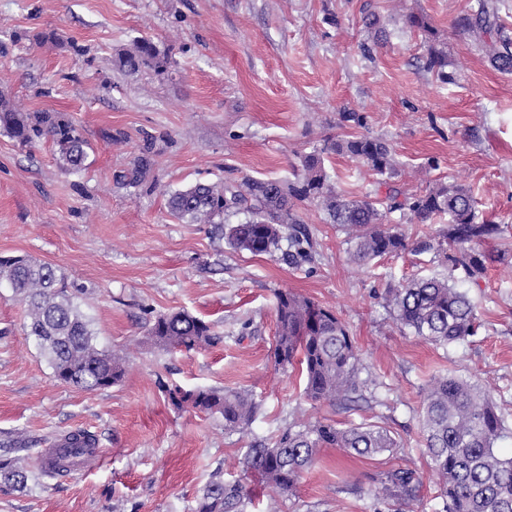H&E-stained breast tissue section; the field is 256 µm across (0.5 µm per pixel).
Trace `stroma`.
Wrapping results in <instances>:
<instances>
[{
    "label": "stroma",
    "instance_id": "obj_1",
    "mask_svg": "<svg viewBox=\"0 0 512 512\" xmlns=\"http://www.w3.org/2000/svg\"><path fill=\"white\" fill-rule=\"evenodd\" d=\"M476 0H0V96L23 112L67 113L91 147L69 171L51 142L19 145L0 132V256L58 267L85 291L81 307L100 347L127 357L122 380L87 393L58 382L24 328L25 307L0 286V446L24 438V490L0 488V512H193L214 471L240 480L253 512H398L374 479L408 468L421 480L417 512H444L420 432L422 392L441 373L469 378L493 401L512 456V263L478 282L458 278L478 309L477 335L435 346L400 329L386 288L446 275L436 251L349 262L345 230L311 203L299 214L316 241L313 263L237 252L211 224L174 218L170 193L198 182L293 179L303 155L341 136L343 108L366 115L401 164L392 183L469 186L500 224L491 249L512 251V73L494 70L454 27ZM380 22L371 26L365 11ZM440 36L453 83L424 67L427 45L408 16ZM56 30L61 42L40 40ZM146 37L171 55L167 72L119 69ZM373 49L365 58L363 46ZM142 184L120 177L141 154ZM435 162L428 177L418 169ZM324 167L351 199L375 194L378 175L328 154ZM287 290L334 311L361 354L367 385L351 408L303 397L298 369L274 365L275 294ZM186 310L221 342L165 351L147 342L152 317ZM252 393L245 434L220 416L177 409L172 387ZM339 427L370 423L398 442L366 459L325 448L292 494L271 496L243 469V449L297 415ZM99 439L92 466L47 476L40 454L56 436Z\"/></svg>",
    "mask_w": 512,
    "mask_h": 512
}]
</instances>
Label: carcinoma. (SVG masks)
Instances as JSON below:
<instances>
[{"label":"carcinoma","instance_id":"1","mask_svg":"<svg viewBox=\"0 0 512 512\" xmlns=\"http://www.w3.org/2000/svg\"><path fill=\"white\" fill-rule=\"evenodd\" d=\"M503 7L501 0H477L470 12L457 19L456 27L492 68L512 73V36L500 23ZM409 23L424 33L428 43L424 68L444 84L453 82L445 71L446 53L434 46L435 30L416 16L409 17ZM118 66L130 73L161 72L171 66V57L154 41L140 38L133 50L119 58ZM0 131L24 146L51 140L72 172L87 166L89 144L63 112L31 115L0 98ZM325 150L346 155L387 181L398 176L395 153L382 138L364 133L329 137ZM147 167L146 158L137 159L121 175L122 184L139 186ZM301 203L319 206L329 223L348 233L353 242L349 258L359 266L408 249L406 235L388 222L390 214L399 211L417 224L448 218V229L438 242L448 275L389 288L383 299L401 327L435 346H448L477 333L476 305L455 286L454 272L460 270L476 282L488 265L504 261L506 252L483 248L487 240L500 235L501 227L479 216L477 200L463 184L435 182L415 193L390 187L383 197L347 200L330 184L321 152L313 151L304 156L302 173L293 181L199 182L173 192L168 208L171 215L191 224L224 225V238L239 252L272 256L279 251L289 264L298 266L315 257L313 236L297 212ZM241 212L247 214L245 221L224 224V216ZM2 283L24 302L27 335L57 381L86 392L105 390L121 381L123 357L98 348L93 321L81 308L79 289L71 287L56 266L23 255L0 257ZM275 298L274 363L301 368L307 399L351 405L366 381L360 379L359 355L346 326L333 311L290 291L280 290ZM146 337L165 350L202 349L222 339L211 323L185 310L155 316ZM168 396L178 408L189 400L198 412L220 415L228 434L243 432L258 412V403L240 391L176 387L168 390ZM421 428L446 512H512V458L500 457L495 448L504 437L503 420L476 384L453 374L434 376L424 389ZM67 440L61 460L70 455L86 463L95 457L98 440L91 432L71 431ZM394 447L395 439L374 425L338 428L322 421H293L275 439L250 443L242 464L274 494L285 495L295 489L322 448L373 457ZM17 452V448L0 450V485L24 489L29 475ZM379 484L376 496L400 505L416 501L420 489L416 473L406 468L383 472ZM251 503L243 485L225 480L218 470L204 486L194 512H247Z\"/></svg>","mask_w":512,"mask_h":512}]
</instances>
